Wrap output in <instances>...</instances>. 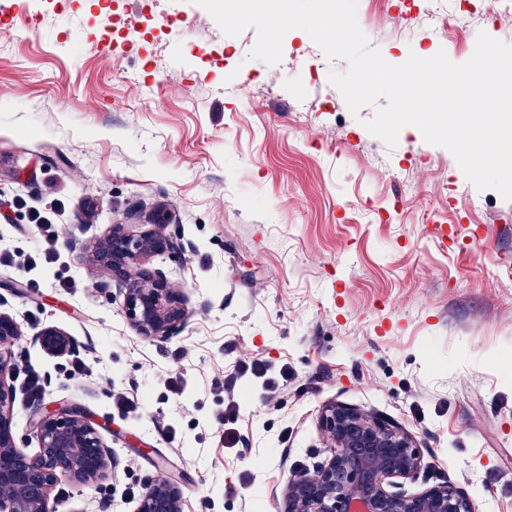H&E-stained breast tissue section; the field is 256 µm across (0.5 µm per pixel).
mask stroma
Listing matches in <instances>:
<instances>
[{
    "instance_id": "stroma-1",
    "label": "stroma",
    "mask_w": 512,
    "mask_h": 512,
    "mask_svg": "<svg viewBox=\"0 0 512 512\" xmlns=\"http://www.w3.org/2000/svg\"><path fill=\"white\" fill-rule=\"evenodd\" d=\"M439 6L450 31L408 0H358L357 18L393 65L441 50L465 62L482 31L512 45L502 0ZM0 27V254L15 257L0 297L23 331L14 433L35 452L29 369L39 401L81 410L114 457L91 486L59 475L55 512H135L150 476L179 485L183 512H281L292 474L330 455L332 402L416 439L406 491L447 481L476 512H512V201L478 191L416 127L392 148L369 133L374 108L352 115L329 81L346 61L304 31L269 66L247 58L254 29L225 35L188 0H16ZM39 219L61 227L58 260L32 268ZM115 224H163L179 244L127 269L185 294L168 340L141 337L100 289L112 275L87 255ZM47 324L88 373L33 343ZM122 393L136 409L115 407Z\"/></svg>"
}]
</instances>
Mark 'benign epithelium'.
Listing matches in <instances>:
<instances>
[{
	"label": "benign epithelium",
	"mask_w": 512,
	"mask_h": 512,
	"mask_svg": "<svg viewBox=\"0 0 512 512\" xmlns=\"http://www.w3.org/2000/svg\"><path fill=\"white\" fill-rule=\"evenodd\" d=\"M130 234L115 224L92 251V261L112 263L121 272L142 259L172 250L175 243L162 229ZM122 311L138 333L167 340L188 317L184 294L170 287L160 272H144L139 280L118 284ZM23 335L20 323L0 311V512H54L51 492L60 474L79 484H91L113 467L101 432L78 410L37 405L31 428L38 442L34 454L20 448L13 424L17 363L13 347ZM33 342L50 356L75 351L74 339L56 325H46ZM329 459L312 471L291 476L283 512H474L466 494L442 483L409 493L404 481L421 467L414 438L376 415L339 403L326 405L320 415ZM137 512H182V491L166 478L144 485Z\"/></svg>",
	"instance_id": "benign-epithelium-1"
}]
</instances>
